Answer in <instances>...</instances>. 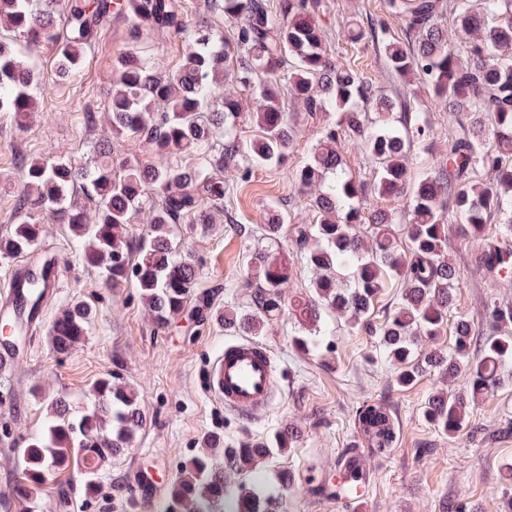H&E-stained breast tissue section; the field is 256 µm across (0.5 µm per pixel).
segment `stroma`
Here are the masks:
<instances>
[{
    "instance_id": "obj_1",
    "label": "stroma",
    "mask_w": 512,
    "mask_h": 512,
    "mask_svg": "<svg viewBox=\"0 0 512 512\" xmlns=\"http://www.w3.org/2000/svg\"><path fill=\"white\" fill-rule=\"evenodd\" d=\"M326 5L323 21L335 33L336 59L350 63L384 94L410 96L413 111L425 118L427 136L413 146L422 161L412 164L410 177L432 173L434 156L445 151L455 130L447 109L430 99L421 80L396 81L372 39L355 45L345 40L353 23L369 18L387 21L398 37L405 34L402 24L387 15L383 0H326ZM127 34L126 21H113L95 36L81 70L64 81L53 76V45H40L27 55L28 63L47 74V87L23 122L0 113V236L15 222L20 159L50 152L83 161L95 143L111 135L105 104L117 77L112 64ZM287 108L297 136L284 164L254 170L245 180L235 169H226L231 195L213 223L173 225L177 250L195 264L198 279L186 315L168 327L155 325L136 288L105 286L81 260L67 225L44 224L41 242L58 246L64 270L63 291L50 305L49 318L78 300L94 305L96 314L85 339L68 354L54 352L45 334L0 373V512H140L133 492L140 470L149 472L159 488L149 512H161L166 491L200 451L210 450L220 469L225 447L265 441L288 428L296 433L292 448L254 463L283 512H443L447 502L467 505L469 512H503V492L512 485L505 479L512 469V365L505 368L499 388L473 406L470 427L451 438L423 417L426 399L447 388V376L428 372L412 386L399 387L376 338L352 331L334 314L325 318L329 334L319 349L299 352L291 343L296 323L283 314L258 338L279 369L275 398L265 415L244 420L209 392L207 368L226 342L243 337L226 328L221 315L228 304L250 309L245 258L264 243L267 203L279 202L288 212L279 240L293 267L287 296L304 293L311 277L296 256L294 227L312 223L313 212L293 173L307 162L336 115L312 114L292 102ZM481 247L479 240L456 234L448 240V255L460 270L451 315L473 322L478 345L492 332L487 311L497 302L512 304V279L494 277L479 266ZM110 374L134 389L144 422L129 449L101 472L97 497L86 498L80 478L66 473L50 475L38 497L16 496L21 450L44 430L48 402L61 397L74 406L86 405L92 383ZM373 403L390 413L397 438L387 453L364 454L366 479L355 494H338V462L361 442L357 411ZM208 435L219 437V444L206 446Z\"/></svg>"
}]
</instances>
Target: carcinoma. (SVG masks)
I'll return each mask as SVG.
<instances>
[{
  "label": "carcinoma",
  "mask_w": 512,
  "mask_h": 512,
  "mask_svg": "<svg viewBox=\"0 0 512 512\" xmlns=\"http://www.w3.org/2000/svg\"><path fill=\"white\" fill-rule=\"evenodd\" d=\"M385 6L410 39L402 45L382 22L370 29L389 71L402 80L420 76L456 124L435 175L413 184L412 147L425 135L424 121L418 116L411 126L390 124L384 116L407 104L376 92L350 64L335 61L332 35L320 22L324 0H278L274 9L267 0H211V7L235 24L232 38L220 42L192 28L182 0H0V17L8 21L0 35V112L22 117L44 89L40 70L24 62L17 45L53 44L57 76L66 80L81 69L97 31L121 16L128 23L129 45L114 60L120 86L108 98L111 129L145 140L154 153L148 161L119 159L105 140L86 164L52 155L26 163L16 204L20 218L10 234L0 237V257L29 254L41 239L45 218L65 224L83 243L81 259L106 286L133 285L156 324L165 328L186 312L196 280L194 266L176 254L171 225L210 224L208 209L224 206V180L210 172L241 156L250 164L243 179L253 167L282 164L296 136L280 105L283 93L307 112L337 111L339 120L325 127L313 155L294 174L309 190L314 211V223L298 227L295 238L300 258L317 274L309 295L282 306L291 267L279 238L288 213L273 204L264 225L267 245L247 262L256 281L250 313L227 306L224 322L258 335L267 321L287 312L299 325L293 345L309 352L320 345L322 313H340L351 329L378 337L398 386L412 385L426 369L462 380L460 389L433 393L423 411L431 425L457 437L471 424L472 404L501 384V372L512 362V333L505 329L487 337L474 355L473 324L460 317L448 350L420 355L416 341L435 338L448 324L452 289L460 277L448 261L446 212L455 216L462 236L485 241L478 255L482 267L500 278L512 276V245H504L512 242V224L501 225L494 237L487 235L490 217L512 200V0H482L480 14L455 0H385ZM445 13L454 35L467 39L464 58L439 23ZM148 31L182 38L177 70L156 69L141 43ZM226 78L232 89L224 92L223 109L216 112L211 99ZM245 97L258 104L260 134L243 143L236 121ZM370 108L379 121L369 118ZM218 129L224 136L221 148L213 139ZM343 137L359 144L375 163V195L407 196L406 248L397 241L395 212L366 210L365 185L348 172L336 150ZM184 153L195 154L196 163L175 162ZM478 167L488 170L489 182L472 180ZM148 190L160 201L150 211L147 232L133 239L129 226ZM395 277L404 284L400 301L376 325L370 308ZM490 315L498 328L511 324L512 305H495ZM92 317L90 304L74 302L51 325L53 350L65 354L81 343ZM92 396L82 408L62 398L48 404L44 431L23 450L17 493L32 498L41 493L48 474L67 471L81 476L85 495L97 493L98 473L130 446L142 413L132 389L110 377L94 383ZM357 417L366 447L377 453L391 447L396 428L383 406L366 404ZM293 439V431L286 430L273 448L257 443L224 449V465L240 477L234 492L211 454L194 457L171 484L164 512H280L279 501L250 479L247 464L284 451ZM339 465L348 485L361 482L358 452L345 454Z\"/></svg>",
  "instance_id": "obj_1"
}]
</instances>
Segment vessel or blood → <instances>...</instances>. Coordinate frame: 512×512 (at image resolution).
I'll list each match as a JSON object with an SVG mask.
<instances>
[{
	"instance_id": "vessel-or-blood-1",
	"label": "vessel or blood",
	"mask_w": 512,
	"mask_h": 512,
	"mask_svg": "<svg viewBox=\"0 0 512 512\" xmlns=\"http://www.w3.org/2000/svg\"><path fill=\"white\" fill-rule=\"evenodd\" d=\"M58 261L15 262L0 289V319L32 338L44 321L45 307L61 286ZM277 366L270 350L251 340L225 345L207 373V385L226 410L252 419L265 413L275 395Z\"/></svg>"
}]
</instances>
